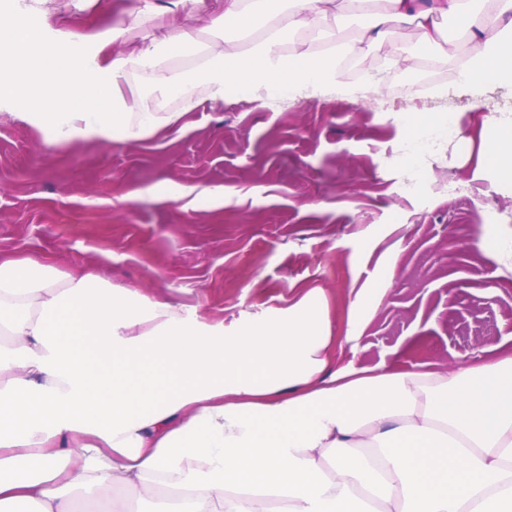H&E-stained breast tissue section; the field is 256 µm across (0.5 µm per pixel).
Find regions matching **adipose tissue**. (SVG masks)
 <instances>
[{
	"mask_svg": "<svg viewBox=\"0 0 512 512\" xmlns=\"http://www.w3.org/2000/svg\"><path fill=\"white\" fill-rule=\"evenodd\" d=\"M229 0L227 25H272L256 49L236 51L195 31L124 54L117 34L95 48L59 34L51 54L20 18H0L23 52L0 71V105L39 84V105L16 113L47 141L133 143L176 126L202 101L236 94L266 106L340 85V53L284 52L288 32H316L332 0ZM456 18L469 48L457 83L512 86V0H385L369 43L416 27L433 44L435 15ZM201 58L207 93L175 82L174 59ZM147 76L178 109L138 97ZM426 124L464 142L480 138L478 163L512 185V113L486 117L478 133L454 114ZM360 289L344 314L312 288L288 309L233 330L198 311L103 274L62 281L47 259L0 260V512H79L105 490L160 499L158 512H512V357L437 371L337 366L383 299Z\"/></svg>",
	"mask_w": 512,
	"mask_h": 512,
	"instance_id": "adipose-tissue-1",
	"label": "adipose tissue"
}]
</instances>
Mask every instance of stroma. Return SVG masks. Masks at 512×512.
I'll return each mask as SVG.
<instances>
[{
    "label": "stroma",
    "instance_id": "35a3bbf8",
    "mask_svg": "<svg viewBox=\"0 0 512 512\" xmlns=\"http://www.w3.org/2000/svg\"><path fill=\"white\" fill-rule=\"evenodd\" d=\"M0 0V15L24 14L44 30L111 28L128 47L174 34L143 13L145 0ZM225 0H201L190 25L205 40L243 48L234 27L208 28ZM372 12L330 10L320 42L353 45L349 82L372 79L369 99L313 95L265 107L239 97L214 105L176 61L202 105L183 127L132 144L55 145L20 122L0 120V257L49 259L57 277L106 267L115 285L160 293L211 322L235 328L287 309L321 288L342 310L359 289L386 284L379 307L342 363L406 370L418 361L448 370L474 352L512 353V271L482 244L491 228L512 230V187L476 166L478 143L446 137L411 114L455 113L477 129L482 112L447 84L467 53L466 36L437 53L411 29L367 45ZM405 68L390 66L394 53ZM425 145L413 166L400 156Z\"/></svg>",
    "mask_w": 512,
    "mask_h": 512
}]
</instances>
